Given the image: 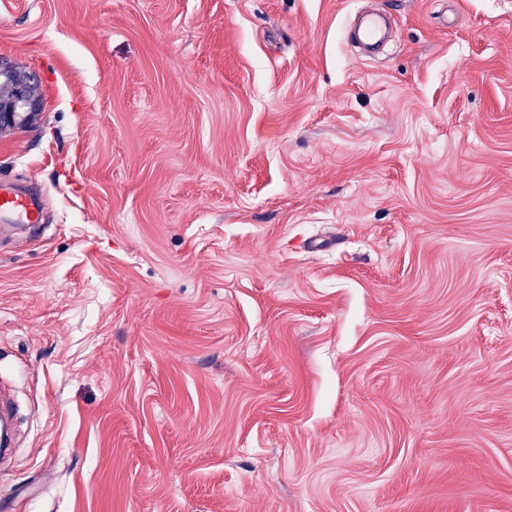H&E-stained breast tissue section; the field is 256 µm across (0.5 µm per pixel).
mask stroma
Here are the masks:
<instances>
[{
	"label": "stroma",
	"mask_w": 512,
	"mask_h": 512,
	"mask_svg": "<svg viewBox=\"0 0 512 512\" xmlns=\"http://www.w3.org/2000/svg\"><path fill=\"white\" fill-rule=\"evenodd\" d=\"M0 59V512H512V0H0ZM386 27L385 14H373L367 17L357 32L358 39L371 48L384 37ZM0 74L11 81L6 79L3 83L1 82V97L4 96L2 93L8 97L13 91L10 98L0 100V124L2 126L14 124L19 112L41 110L42 98L37 93L35 74L18 73L14 71L12 65L4 63L2 59H0ZM41 221L34 196L18 190L10 182H0V223L39 224Z\"/></svg>",
	"instance_id": "1"
}]
</instances>
